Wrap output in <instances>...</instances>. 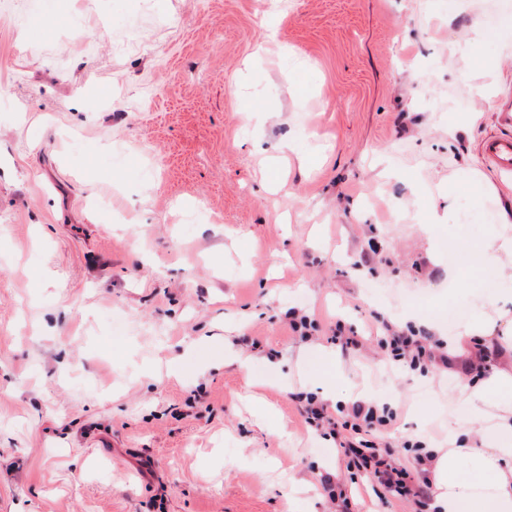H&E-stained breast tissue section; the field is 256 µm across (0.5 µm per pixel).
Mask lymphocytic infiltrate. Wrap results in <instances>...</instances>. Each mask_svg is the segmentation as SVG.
Segmentation results:
<instances>
[{
  "label": "lymphocytic infiltrate",
  "instance_id": "f902f5d3",
  "mask_svg": "<svg viewBox=\"0 0 512 512\" xmlns=\"http://www.w3.org/2000/svg\"><path fill=\"white\" fill-rule=\"evenodd\" d=\"M392 369H412L420 372H440L448 368V351L433 336L402 330L389 321H382L381 333L376 337ZM306 423L315 429L336 432L344 429L340 452L351 474L352 482L368 484L377 499L392 495L413 501L421 512H430L435 488L428 473L434 455L425 451L422 442H406V450L414 454V467L396 462L391 448L377 447L375 434L387 431L397 424L399 412L390 406L376 407L355 401L351 405L329 411L314 397H307L303 409Z\"/></svg>",
  "mask_w": 512,
  "mask_h": 512
}]
</instances>
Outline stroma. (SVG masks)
<instances>
[{"label": "stroma", "instance_id": "obj_1", "mask_svg": "<svg viewBox=\"0 0 512 512\" xmlns=\"http://www.w3.org/2000/svg\"><path fill=\"white\" fill-rule=\"evenodd\" d=\"M30 2L0 0V512H332L296 398L327 375L447 447L456 377L370 328L512 316L464 261L512 208L479 152L512 0Z\"/></svg>", "mask_w": 512, "mask_h": 512}]
</instances>
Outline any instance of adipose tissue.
<instances>
[{"instance_id":"adipose-tissue-1","label":"adipose tissue","mask_w":512,"mask_h":512,"mask_svg":"<svg viewBox=\"0 0 512 512\" xmlns=\"http://www.w3.org/2000/svg\"><path fill=\"white\" fill-rule=\"evenodd\" d=\"M480 250L481 264L512 281V216ZM496 352L481 379L470 380L463 367L478 362L477 344ZM448 371L457 388L448 403L457 409L449 424L450 445L438 449L433 465L437 512H512V318L489 307L446 337Z\"/></svg>"}]
</instances>
